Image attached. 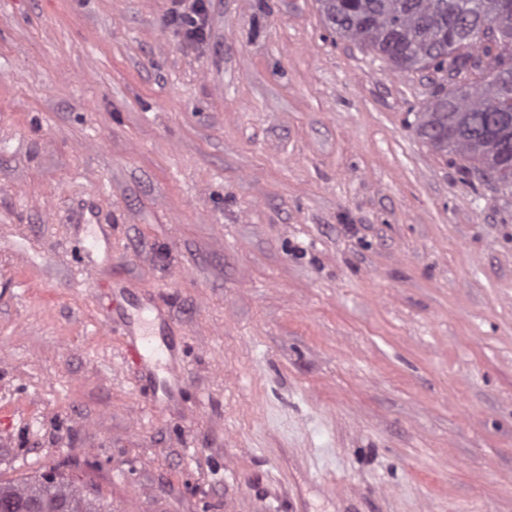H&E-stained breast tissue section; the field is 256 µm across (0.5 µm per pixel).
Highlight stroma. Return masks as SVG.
<instances>
[{"label":"stroma","mask_w":512,"mask_h":512,"mask_svg":"<svg viewBox=\"0 0 512 512\" xmlns=\"http://www.w3.org/2000/svg\"><path fill=\"white\" fill-rule=\"evenodd\" d=\"M204 3L192 42L173 0H0V480L54 468L112 512H512V196L408 126L437 76L318 0ZM113 282L179 350L169 408Z\"/></svg>","instance_id":"35a3bbf8"}]
</instances>
